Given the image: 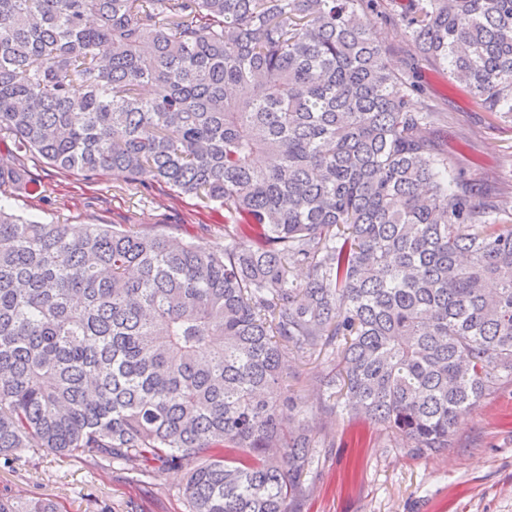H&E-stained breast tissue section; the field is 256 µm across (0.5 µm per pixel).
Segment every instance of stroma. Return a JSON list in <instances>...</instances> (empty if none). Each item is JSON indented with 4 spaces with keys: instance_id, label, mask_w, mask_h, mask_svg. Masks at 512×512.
<instances>
[{
    "instance_id": "1",
    "label": "stroma",
    "mask_w": 512,
    "mask_h": 512,
    "mask_svg": "<svg viewBox=\"0 0 512 512\" xmlns=\"http://www.w3.org/2000/svg\"><path fill=\"white\" fill-rule=\"evenodd\" d=\"M381 37L392 67L409 73L419 90L414 110L436 112L431 130L465 180L487 188L490 199L512 200V118L478 108L471 91L451 79L445 66L421 57L399 28L384 25ZM34 188L14 192L7 204L42 223L125 224L163 231L204 247L224 245V212L157 184L104 175L93 179L28 158ZM328 356L288 359L285 381L304 408L303 420L325 438L318 473L301 512H512V384L489 392L461 419L453 448L418 454L383 427L326 413L321 379ZM182 469L136 479L120 468L102 470L80 459L53 454L0 460V496L47 498L61 512H186Z\"/></svg>"
}]
</instances>
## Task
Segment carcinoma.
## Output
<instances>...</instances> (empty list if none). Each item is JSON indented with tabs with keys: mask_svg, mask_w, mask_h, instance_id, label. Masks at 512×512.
<instances>
[{
	"mask_svg": "<svg viewBox=\"0 0 512 512\" xmlns=\"http://www.w3.org/2000/svg\"><path fill=\"white\" fill-rule=\"evenodd\" d=\"M381 6L0 0V188L36 155L238 218L211 250L0 204V458L158 461L187 512H298L322 446L279 415L288 356L335 354L329 396L421 454L512 382V225L426 134ZM396 26L512 115V0H409Z\"/></svg>",
	"mask_w": 512,
	"mask_h": 512,
	"instance_id": "1",
	"label": "carcinoma"
}]
</instances>
